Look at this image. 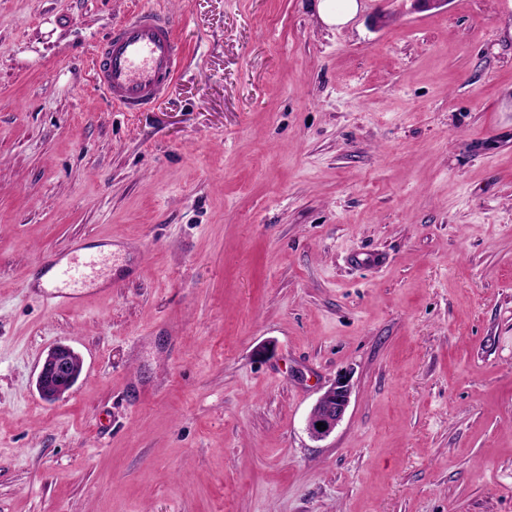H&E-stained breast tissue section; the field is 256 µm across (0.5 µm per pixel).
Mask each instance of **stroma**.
I'll return each instance as SVG.
<instances>
[{"label":"stroma","mask_w":512,"mask_h":512,"mask_svg":"<svg viewBox=\"0 0 512 512\" xmlns=\"http://www.w3.org/2000/svg\"><path fill=\"white\" fill-rule=\"evenodd\" d=\"M359 2L0 0V512H512V0ZM151 6L184 64L125 112ZM77 239L115 288L49 311ZM320 19L327 25H343L357 14L359 0H317ZM181 63L170 17L146 8L111 33L93 61L92 77L113 106L142 112L169 91ZM83 371V359L66 344L52 346L38 364L36 389L45 402L66 397ZM351 387L346 375H339L335 382L322 394L307 419L309 434L322 440L328 437L342 421L349 406ZM323 422L321 430L317 423Z\"/></svg>","instance_id":"35a3bbf8"}]
</instances>
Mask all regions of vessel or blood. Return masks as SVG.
I'll list each match as a JSON object with an SVG mask.
<instances>
[{"instance_id":"obj_1","label":"vessel or blood","mask_w":512,"mask_h":512,"mask_svg":"<svg viewBox=\"0 0 512 512\" xmlns=\"http://www.w3.org/2000/svg\"><path fill=\"white\" fill-rule=\"evenodd\" d=\"M181 63L170 17L164 11L146 8L111 33L93 61L92 77L113 106L140 112L169 91ZM100 263L97 253L80 247L63 256L42 258L38 266L45 282L39 292L47 308L80 304Z\"/></svg>"}]
</instances>
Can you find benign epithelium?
<instances>
[{"label":"benign epithelium","instance_id":"benign-epithelium-1","mask_svg":"<svg viewBox=\"0 0 512 512\" xmlns=\"http://www.w3.org/2000/svg\"><path fill=\"white\" fill-rule=\"evenodd\" d=\"M83 371V359L66 344L52 346L38 364L36 389L45 402L66 397ZM351 387L346 376L340 375L322 394L307 419L309 434L322 440L328 437L342 421L349 406ZM322 422L324 426L317 427Z\"/></svg>","mask_w":512,"mask_h":512}]
</instances>
